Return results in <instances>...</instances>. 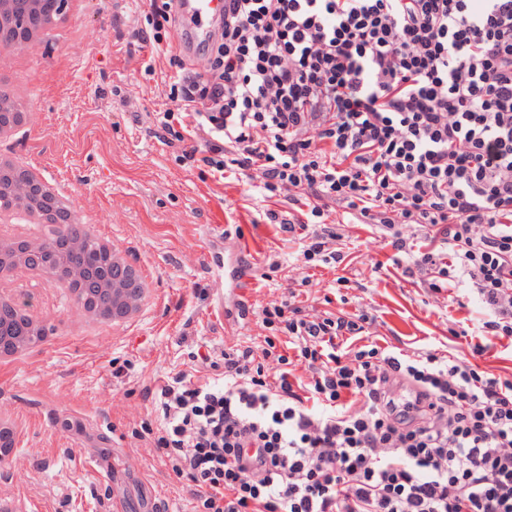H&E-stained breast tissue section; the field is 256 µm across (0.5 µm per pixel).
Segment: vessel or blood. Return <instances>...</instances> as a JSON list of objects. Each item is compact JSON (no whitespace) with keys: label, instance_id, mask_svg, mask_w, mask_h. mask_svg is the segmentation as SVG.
<instances>
[{"label":"vessel or blood","instance_id":"obj_1","mask_svg":"<svg viewBox=\"0 0 512 512\" xmlns=\"http://www.w3.org/2000/svg\"><path fill=\"white\" fill-rule=\"evenodd\" d=\"M223 0H175L176 28L173 35L175 49L184 54L193 71L205 72L209 58L203 47L218 30L223 14ZM251 251L241 238L232 239L224 246V274L215 277L217 287L223 288L225 299L241 304L246 300V289L251 280ZM61 432L81 440L87 433V424L80 414L67 412L57 420Z\"/></svg>","mask_w":512,"mask_h":512}]
</instances>
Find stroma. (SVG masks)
<instances>
[{
  "instance_id": "obj_1",
  "label": "stroma",
  "mask_w": 512,
  "mask_h": 512,
  "mask_svg": "<svg viewBox=\"0 0 512 512\" xmlns=\"http://www.w3.org/2000/svg\"><path fill=\"white\" fill-rule=\"evenodd\" d=\"M148 13V0H90L65 39L24 75L40 119L25 151L146 266L153 289L139 323L109 333L67 332L72 311L52 285L35 298L56 336L36 356L0 367V409L23 425L20 463L0 469V497L21 500L28 512H109L115 500L122 512H146L152 496L164 512H203L174 473V458L157 450L160 421L143 392L181 372L211 380L236 345L261 352L270 334L263 309L296 297L311 314L364 311L376 319L372 335L404 351H448L494 375L512 374V341L481 335L490 313L470 283L453 299L430 290L411 256L344 205H332L330 215L342 263L316 270L312 287H302L299 238L264 217L276 200L182 164L181 143L157 127V113L174 106L171 83L184 57L169 46L154 53L132 44ZM234 230L254 245L257 263L274 253L282 262L270 280L250 283L249 322L239 331L225 324L209 289L211 276L224 271L221 243ZM478 343L485 352L476 358ZM67 409L83 410L98 429L93 453L55 431V415Z\"/></svg>"
}]
</instances>
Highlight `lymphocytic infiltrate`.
<instances>
[{"instance_id":"1","label":"lymphocytic infiltrate","mask_w":512,"mask_h":512,"mask_svg":"<svg viewBox=\"0 0 512 512\" xmlns=\"http://www.w3.org/2000/svg\"><path fill=\"white\" fill-rule=\"evenodd\" d=\"M206 51L157 117L179 141L191 114L182 161L304 205L266 217L300 233L308 270L343 260L334 203L433 229L414 256L431 289L471 281L486 334L512 339V0H227ZM263 322L287 346L230 349L223 377L155 393L156 445L206 512H512V377L480 369L483 345L410 355L371 340L364 312L294 303Z\"/></svg>"}]
</instances>
